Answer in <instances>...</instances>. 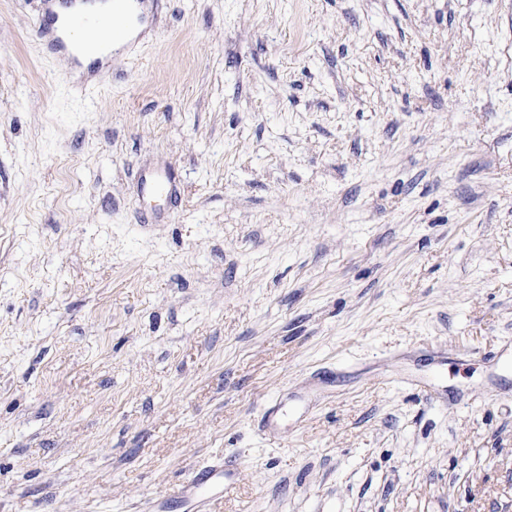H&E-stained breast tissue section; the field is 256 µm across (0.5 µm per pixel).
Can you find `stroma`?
<instances>
[{
    "label": "stroma",
    "mask_w": 512,
    "mask_h": 512,
    "mask_svg": "<svg viewBox=\"0 0 512 512\" xmlns=\"http://www.w3.org/2000/svg\"><path fill=\"white\" fill-rule=\"evenodd\" d=\"M37 13L0 0V512L218 457V512H512V0H164L85 92ZM136 184L143 198L156 200L171 198L176 184V173L168 167L142 168L136 172Z\"/></svg>",
    "instance_id": "stroma-1"
}]
</instances>
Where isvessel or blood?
I'll return each mask as SVG.
<instances>
[{
    "label": "vessel or blood",
    "instance_id": "vessel-or-blood-1",
    "mask_svg": "<svg viewBox=\"0 0 512 512\" xmlns=\"http://www.w3.org/2000/svg\"><path fill=\"white\" fill-rule=\"evenodd\" d=\"M42 7L35 23V34L46 53L68 52L78 29L96 30L99 39L90 48L96 54L93 73L98 87L111 85L118 74L112 66V50L131 35L135 27L148 21V0H40ZM136 184L143 198H171L176 173L167 167L142 168ZM238 465L218 459L199 467L166 500L155 501L150 512H168L180 503L191 512H214V506L237 489Z\"/></svg>",
    "mask_w": 512,
    "mask_h": 512
}]
</instances>
